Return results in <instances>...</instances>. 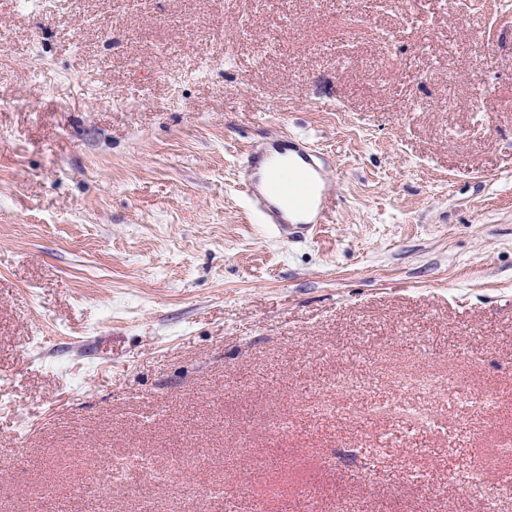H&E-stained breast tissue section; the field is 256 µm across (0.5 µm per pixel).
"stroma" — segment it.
<instances>
[{
  "label": "stroma",
  "mask_w": 512,
  "mask_h": 512,
  "mask_svg": "<svg viewBox=\"0 0 512 512\" xmlns=\"http://www.w3.org/2000/svg\"><path fill=\"white\" fill-rule=\"evenodd\" d=\"M0 0V512H483L512 473V0ZM485 35L484 64L473 39ZM330 167L310 240L238 188ZM493 398L449 437L396 425ZM288 154V164L281 157ZM290 154L301 163L290 161ZM318 158L322 154L303 138L273 140L249 150L240 165L238 178L241 193L250 211L261 223L275 224L279 231L309 230L314 224H324L328 199L326 169ZM272 174L265 177L267 169ZM300 197L297 203H288L287 185ZM179 462L172 461L170 468L167 470L159 469L155 466L152 459L147 456L135 457H114L112 459V471L106 478H103L100 484V493L108 496L112 492V487L121 481L125 473L129 470L138 471L147 480L157 483L165 484L169 478V470L178 468Z\"/></svg>",
  "instance_id": "stroma-1"
}]
</instances>
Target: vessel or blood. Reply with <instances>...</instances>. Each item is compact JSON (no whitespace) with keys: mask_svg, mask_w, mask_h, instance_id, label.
<instances>
[{"mask_svg":"<svg viewBox=\"0 0 512 512\" xmlns=\"http://www.w3.org/2000/svg\"><path fill=\"white\" fill-rule=\"evenodd\" d=\"M238 181L250 211L279 231L308 230L326 220V167L306 139H278L249 150Z\"/></svg>","mask_w":512,"mask_h":512,"instance_id":"1","label":"vessel or blood"}]
</instances>
